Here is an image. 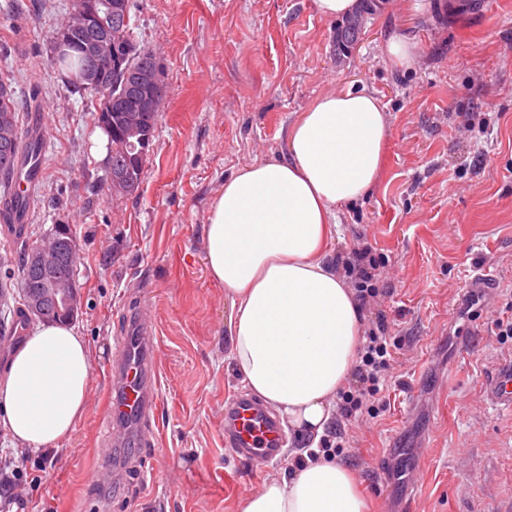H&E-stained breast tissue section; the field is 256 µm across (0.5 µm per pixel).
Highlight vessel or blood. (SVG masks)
Wrapping results in <instances>:
<instances>
[{
	"mask_svg": "<svg viewBox=\"0 0 512 512\" xmlns=\"http://www.w3.org/2000/svg\"><path fill=\"white\" fill-rule=\"evenodd\" d=\"M49 126L45 114H31L26 132L17 147L16 163L28 165L32 148L46 149ZM23 208L12 206L9 224L0 226V239L12 242L22 239L26 230ZM497 282L481 271L466 283V295L476 301H488ZM136 330L127 336L115 365L119 392L109 411L110 418L124 417L142 421L151 417L155 408L158 366L154 356L155 338L146 315H137ZM483 394L491 404L512 411V362L502 365L482 384ZM224 445L237 457L260 463L276 459L283 448V434L270 412L244 396L236 395L224 403Z\"/></svg>",
	"mask_w": 512,
	"mask_h": 512,
	"instance_id": "1",
	"label": "vessel or blood"
}]
</instances>
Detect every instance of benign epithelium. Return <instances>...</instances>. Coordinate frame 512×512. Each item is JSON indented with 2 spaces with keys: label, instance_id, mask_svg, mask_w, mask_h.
Masks as SVG:
<instances>
[{
  "label": "benign epithelium",
  "instance_id": "benign-epithelium-1",
  "mask_svg": "<svg viewBox=\"0 0 512 512\" xmlns=\"http://www.w3.org/2000/svg\"><path fill=\"white\" fill-rule=\"evenodd\" d=\"M103 7L109 18H129L130 0H105ZM105 27L96 0H71L70 17L56 35V47L62 54L77 46L91 59L90 68L82 76L83 86L95 90L102 99L98 124L108 136V150L111 151L124 148V130L144 126L150 115L159 112L162 92L154 73L131 64L128 32L118 30L110 36L104 34L90 41L79 40V36ZM110 71L120 75L123 84L136 88L138 94L110 93L105 82V75ZM133 182V168L112 169L109 182L112 193H128ZM66 251L72 259H77V241L67 233H53L29 251V266L37 274V280L28 284L21 294L29 319L45 320L53 308L57 317L70 323L82 312L81 295L75 287L74 277L61 266V254Z\"/></svg>",
  "mask_w": 512,
  "mask_h": 512
}]
</instances>
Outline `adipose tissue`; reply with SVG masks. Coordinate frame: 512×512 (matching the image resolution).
Wrapping results in <instances>:
<instances>
[{"instance_id":"obj_1","label":"adipose tissue","mask_w":512,"mask_h":512,"mask_svg":"<svg viewBox=\"0 0 512 512\" xmlns=\"http://www.w3.org/2000/svg\"><path fill=\"white\" fill-rule=\"evenodd\" d=\"M388 134L375 94L324 95L290 125L285 156L239 168L211 204L204 261L231 301L233 365L300 446L318 454L266 478L239 512H365L352 471L318 450L363 331L331 241L340 208L376 187ZM91 373L84 336L39 326L0 369V428L26 448H58L84 414Z\"/></svg>"}]
</instances>
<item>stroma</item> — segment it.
Returning <instances> with one entry per match:
<instances>
[{"label": "stroma", "instance_id": "stroma-1", "mask_svg": "<svg viewBox=\"0 0 512 512\" xmlns=\"http://www.w3.org/2000/svg\"><path fill=\"white\" fill-rule=\"evenodd\" d=\"M70 0H0V80L17 102L37 99L50 143L27 237L0 247L20 282L18 254L59 224L78 242L83 307L75 330L92 351L85 412L59 450L19 448L0 430V478L15 497L0 512H238L246 490L288 471L291 456L237 462L224 446V402L244 386L229 359L231 303L204 262L205 224L224 180L281 156L287 127L319 97L367 89L389 116L376 188L343 207L333 253L368 244L387 265L377 299L399 345L376 416L348 427L337 456L363 488L367 512H501L512 501V412L481 384L512 359V0H378L357 46L335 51V21L313 0H131L136 43L165 94L136 193L109 191L107 137L96 97L67 88L49 42ZM416 42L396 66L389 31ZM498 286L485 314L460 290L474 269ZM153 321L155 416L130 423L129 447L104 439L112 359L131 310ZM422 453L419 480H387ZM119 471L95 493L91 472Z\"/></svg>", "mask_w": 512, "mask_h": 512}]
</instances>
